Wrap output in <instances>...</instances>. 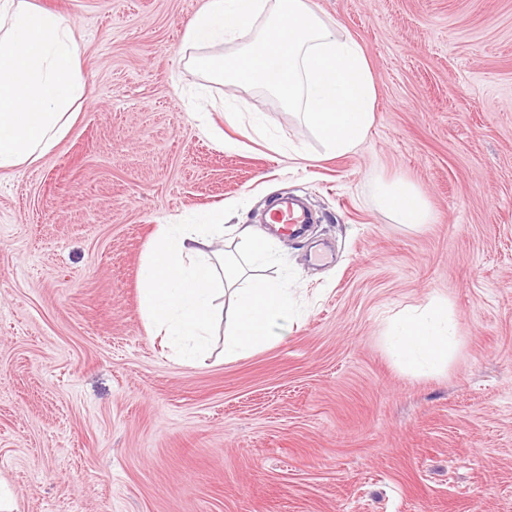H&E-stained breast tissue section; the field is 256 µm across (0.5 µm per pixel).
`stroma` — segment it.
I'll list each match as a JSON object with an SVG mask.
<instances>
[{"mask_svg":"<svg viewBox=\"0 0 512 512\" xmlns=\"http://www.w3.org/2000/svg\"><path fill=\"white\" fill-rule=\"evenodd\" d=\"M83 47L59 145L0 171V485L14 512H512V0H312L364 49L375 121L328 151L259 88L189 63L206 0H37ZM233 150L218 147L194 111ZM237 112L239 124L224 115ZM259 113L263 138L242 133ZM433 220L396 223L376 181ZM317 214L261 273L304 312L262 350L186 364L142 314L158 225L271 199ZM448 302L423 374L393 320Z\"/></svg>","mask_w":512,"mask_h":512,"instance_id":"35a3bbf8","label":"stroma"}]
</instances>
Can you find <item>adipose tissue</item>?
Segmentation results:
<instances>
[{"label":"adipose tissue","mask_w":512,"mask_h":512,"mask_svg":"<svg viewBox=\"0 0 512 512\" xmlns=\"http://www.w3.org/2000/svg\"><path fill=\"white\" fill-rule=\"evenodd\" d=\"M184 40L202 48L194 59L199 70L274 95L329 151L348 153L365 141L377 100L365 52L309 0H206ZM232 40L242 41V50L221 53ZM81 55L66 17L33 0H0V170L35 164L65 138L84 102ZM378 196L398 223L430 220L408 183L381 185ZM223 221L219 210L202 224L158 225L142 265V313L188 361L209 349L218 296L231 307L224 331L230 359L269 345L295 315L286 288L249 275L242 264L269 259L267 233L245 224L228 230ZM392 337L404 364L438 370L456 345L447 301L414 309L393 325Z\"/></svg>","instance_id":"adipose-tissue-1"}]
</instances>
